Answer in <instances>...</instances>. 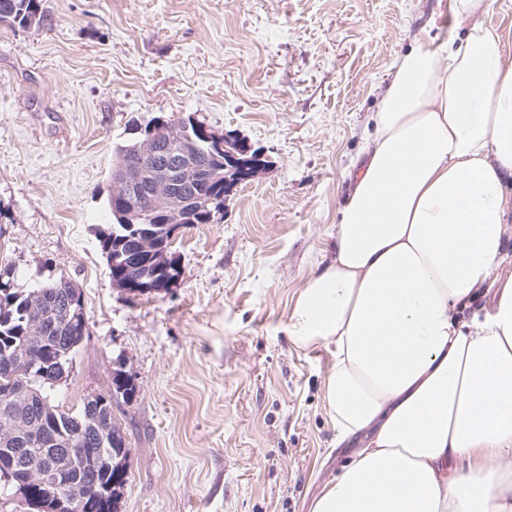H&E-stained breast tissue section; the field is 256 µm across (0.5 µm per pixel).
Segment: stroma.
I'll use <instances>...</instances> for the list:
<instances>
[{"label":"stroma","instance_id":"35a3bbf8","mask_svg":"<svg viewBox=\"0 0 512 512\" xmlns=\"http://www.w3.org/2000/svg\"><path fill=\"white\" fill-rule=\"evenodd\" d=\"M0 27V269L82 293L90 334L54 390L76 410L113 369L130 448L118 512H311L352 455L323 401L329 348L288 318L331 256L396 60L448 0H43ZM246 141L263 166L224 221L181 229L168 287L114 285L102 238L116 147L155 116ZM42 0H0V23L22 28L45 26L50 22Z\"/></svg>","mask_w":512,"mask_h":512}]
</instances>
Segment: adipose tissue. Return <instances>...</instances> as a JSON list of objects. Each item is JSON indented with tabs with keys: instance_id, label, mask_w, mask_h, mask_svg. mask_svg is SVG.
I'll list each match as a JSON object with an SVG mask.
<instances>
[{
	"instance_id": "adipose-tissue-1",
	"label": "adipose tissue",
	"mask_w": 512,
	"mask_h": 512,
	"mask_svg": "<svg viewBox=\"0 0 512 512\" xmlns=\"http://www.w3.org/2000/svg\"><path fill=\"white\" fill-rule=\"evenodd\" d=\"M491 6L451 0L465 39L396 61L334 253L290 313L296 347L332 350L339 440L363 438L312 512H512V45Z\"/></svg>"
}]
</instances>
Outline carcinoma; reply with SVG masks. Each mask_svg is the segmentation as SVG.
I'll return each instance as SVG.
<instances>
[{
  "mask_svg": "<svg viewBox=\"0 0 512 512\" xmlns=\"http://www.w3.org/2000/svg\"><path fill=\"white\" fill-rule=\"evenodd\" d=\"M49 22L41 0H0V23L29 28ZM152 122L167 129L157 142L154 162H176L182 139L188 134L196 135L192 117L172 120L157 116ZM195 144L198 154L205 156L207 162L197 181L187 189L194 203L182 214V223L218 224L224 220V187L237 183V171L224 167V157L211 154L210 146L200 139H195ZM136 146L130 138L119 144L117 160L133 166L139 164ZM127 220L131 221L132 229L121 227L117 236H105L103 245L110 252H130L136 242L134 234L142 229L153 232L155 240L170 245L163 235V225L170 223L168 214L153 211L143 218L129 216ZM109 274L131 282H156L164 277L146 254L141 255L134 270L118 265L109 268ZM0 277L4 284L0 288V472H8L15 483L31 484L33 494L39 496L46 493L41 486L45 454L65 457L67 479L73 491L91 501L93 512H117L121 489L127 481L130 449L114 406L121 399L131 398L135 386L125 372L117 369L113 372L112 388L87 396L80 409L66 410L56 403L51 394L56 383L42 375L43 363L70 371L74 353L89 335L84 305L69 311L64 308L79 288L61 278L24 290L14 286L10 271L0 272ZM29 416L57 433V447L38 448L35 455L28 457L1 444L20 432L19 418Z\"/></svg>",
  "mask_w": 512,
  "mask_h": 512,
  "instance_id": "carcinoma-1",
  "label": "carcinoma"
}]
</instances>
